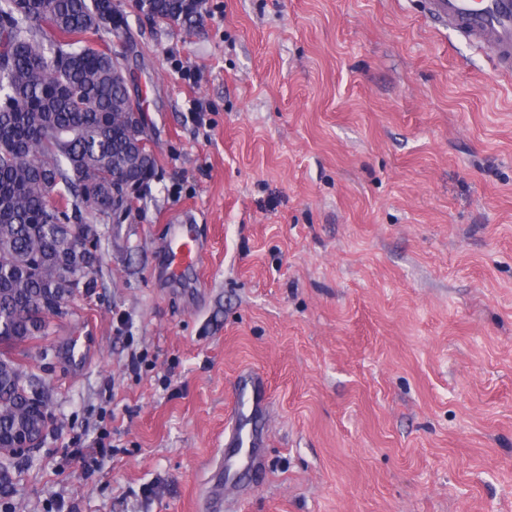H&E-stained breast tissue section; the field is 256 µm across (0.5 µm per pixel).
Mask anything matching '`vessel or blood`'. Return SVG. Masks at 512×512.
<instances>
[{
  "mask_svg": "<svg viewBox=\"0 0 512 512\" xmlns=\"http://www.w3.org/2000/svg\"><path fill=\"white\" fill-rule=\"evenodd\" d=\"M429 17L435 25L453 26L461 35L494 48V61L502 72L512 71V0H428ZM168 271L180 279L186 271L201 269L202 252L197 239L173 230L165 244ZM269 405L265 378L250 373L235 389L230 424L224 431L222 463L208 478L205 505L208 512H223L226 494L243 475L257 473L259 450L264 445L261 415Z\"/></svg>",
  "mask_w": 512,
  "mask_h": 512,
  "instance_id": "b4317fda",
  "label": "vessel or blood"
}]
</instances>
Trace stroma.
Instances as JSON below:
<instances>
[{
  "label": "stroma",
  "instance_id": "35a3bbf8",
  "mask_svg": "<svg viewBox=\"0 0 512 512\" xmlns=\"http://www.w3.org/2000/svg\"><path fill=\"white\" fill-rule=\"evenodd\" d=\"M119 8L156 174L29 347L51 421L0 512H204L248 369L224 512H512V75L422 0ZM172 224L203 275L167 277ZM195 0H152L147 16L159 22L192 23L195 14L200 13L203 0L200 3H191ZM234 399L230 424L224 430V448L217 451L222 463L206 483L205 508L209 512H222L226 494L241 482V477L260 469L259 448L264 446L265 432L260 428V414L269 405L266 379L259 373L241 377ZM242 448H248L247 452Z\"/></svg>",
  "mask_w": 512,
  "mask_h": 512
}]
</instances>
